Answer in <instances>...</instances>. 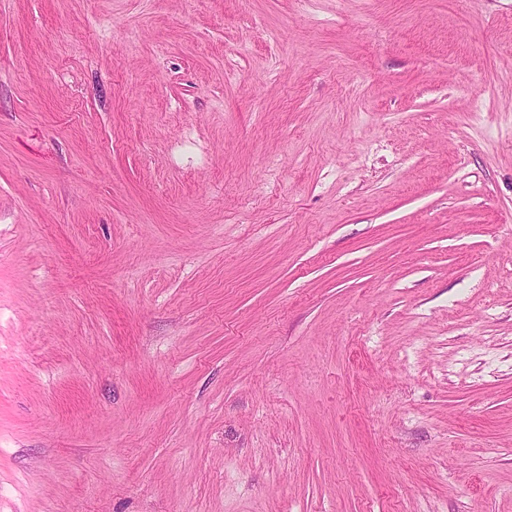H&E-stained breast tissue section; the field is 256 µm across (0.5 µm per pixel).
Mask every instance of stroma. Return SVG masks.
I'll list each match as a JSON object with an SVG mask.
<instances>
[{
	"label": "stroma",
	"mask_w": 512,
	"mask_h": 512,
	"mask_svg": "<svg viewBox=\"0 0 512 512\" xmlns=\"http://www.w3.org/2000/svg\"><path fill=\"white\" fill-rule=\"evenodd\" d=\"M0 512H512V0H0Z\"/></svg>",
	"instance_id": "stroma-1"
}]
</instances>
